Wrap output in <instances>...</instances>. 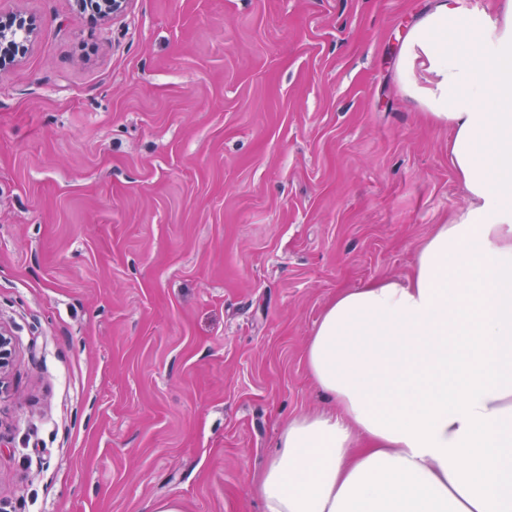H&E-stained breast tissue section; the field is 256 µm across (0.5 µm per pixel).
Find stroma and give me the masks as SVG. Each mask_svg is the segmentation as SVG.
Segmentation results:
<instances>
[{"mask_svg": "<svg viewBox=\"0 0 512 512\" xmlns=\"http://www.w3.org/2000/svg\"><path fill=\"white\" fill-rule=\"evenodd\" d=\"M433 0H0V512H263L336 292L465 208L402 38ZM34 31L35 24L29 17L17 13L4 16L0 12V47L4 42L12 43L20 40L24 45L22 53L25 50V43Z\"/></svg>", "mask_w": 512, "mask_h": 512, "instance_id": "35a3bbf8", "label": "stroma"}]
</instances>
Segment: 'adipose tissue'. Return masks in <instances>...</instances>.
Returning a JSON list of instances; mask_svg holds the SVG:
<instances>
[{
  "instance_id": "obj_1",
  "label": "adipose tissue",
  "mask_w": 512,
  "mask_h": 512,
  "mask_svg": "<svg viewBox=\"0 0 512 512\" xmlns=\"http://www.w3.org/2000/svg\"><path fill=\"white\" fill-rule=\"evenodd\" d=\"M436 0L404 91L448 127L467 194L410 275L337 292L305 348L333 410L294 417L254 491L264 512H512V0Z\"/></svg>"
}]
</instances>
